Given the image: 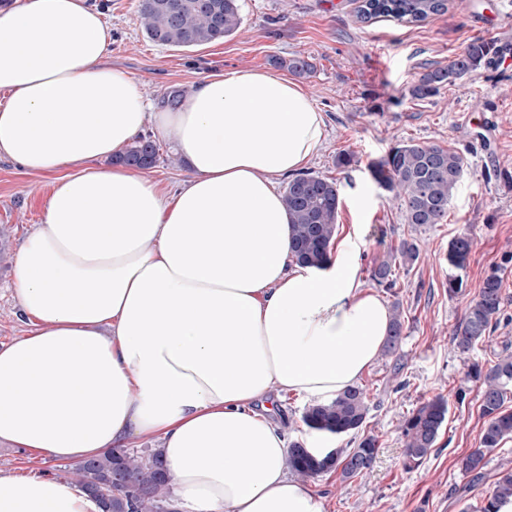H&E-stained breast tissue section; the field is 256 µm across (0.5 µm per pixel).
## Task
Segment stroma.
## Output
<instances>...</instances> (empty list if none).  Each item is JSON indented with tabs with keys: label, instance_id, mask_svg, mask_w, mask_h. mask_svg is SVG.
Here are the masks:
<instances>
[{
	"label": "stroma",
	"instance_id": "obj_1",
	"mask_svg": "<svg viewBox=\"0 0 512 512\" xmlns=\"http://www.w3.org/2000/svg\"><path fill=\"white\" fill-rule=\"evenodd\" d=\"M112 28L110 61L143 85L156 100L187 90L208 74L250 68L267 71L277 55L313 57L316 71L300 84L326 121V139L307 166L309 173L339 188L338 235L355 234L360 278L402 240L416 243L419 260L382 290L399 304L405 320L398 352L380 357L360 378L370 411L366 433L379 451L370 471L343 484L339 472L309 481L324 512H465L492 492L501 472L512 467V438L488 458L480 480L457 465L479 447L483 419L480 384L469 378L472 361L491 362L512 337V53L474 77L444 85L425 98L413 87L421 75L448 61L484 28H500L512 39V0H448L445 13L419 23L393 18L360 22L356 0H240L236 35L189 48L160 46L143 33L138 0H91ZM414 140L455 150L464 159L462 181L441 223L406 224L391 193L373 178L370 165L400 141ZM355 156L348 167L340 153ZM50 193L47 178L0 158V346L24 336L31 321L15 291L18 254L38 229ZM475 240L466 266L457 272L465 295L448 294L452 272L449 241ZM503 278L500 321L490 339L471 354L452 342L465 303L491 271ZM443 397L448 417L435 448L415 469H405L404 415L422 402ZM70 461L26 452L0 441V470L24 476L64 477Z\"/></svg>",
	"mask_w": 512,
	"mask_h": 512
}]
</instances>
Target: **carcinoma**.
I'll list each match as a JSON object with an SVG mask.
<instances>
[{
	"label": "carcinoma",
	"mask_w": 512,
	"mask_h": 512,
	"mask_svg": "<svg viewBox=\"0 0 512 512\" xmlns=\"http://www.w3.org/2000/svg\"><path fill=\"white\" fill-rule=\"evenodd\" d=\"M447 10V0H361L358 16L370 20L392 16L408 23H418ZM141 27L152 42L172 47H192L234 35L242 24L240 0H138ZM494 44L475 39L448 66L424 73L413 93L425 97L444 84H453L477 74L496 54ZM273 66L285 67L297 76H307L314 65L304 57L271 59ZM160 147L145 135L136 137L112 162L139 169L154 167ZM464 173L463 158L454 150L438 144L403 141L372 166L376 182L393 193L405 223L415 226L438 224L448 214V205ZM292 218L295 261L318 267L327 260L331 241L336 236L339 207L337 183L311 173L288 180L283 193ZM473 241L467 234L448 244V265L461 269L472 251ZM420 257L418 246L402 241L370 273L377 285L390 289L395 285L397 264L413 265ZM503 279L493 271L483 281L478 294L463 311L452 340L456 349L468 354L485 342L492 327L499 322ZM402 313L394 308L390 334L384 354L397 352L403 339ZM470 375L481 382L480 411L484 419L480 447L459 460L463 473L478 477L490 455L501 442L512 437V353L503 351L486 366L475 362ZM369 413L366 390L353 387L327 404L309 405L304 414L305 426L313 431L336 436L358 434L353 448L337 449L328 459H318L293 442L288 449V468L310 478L331 470H341L342 479L363 476L372 466L378 440L372 434H359ZM448 415L447 400L429 399L403 417L406 438L405 466L420 465L432 452ZM71 480L86 490H99L97 499L104 512H179L173 504L169 477L161 453L151 450L132 453L126 448H111L103 454L76 463L68 471ZM512 497V468L501 472L496 486L479 507V512H496L498 504Z\"/></svg>",
	"instance_id": "obj_1"
}]
</instances>
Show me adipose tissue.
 <instances>
[{
  "label": "adipose tissue",
  "instance_id": "adipose-tissue-1",
  "mask_svg": "<svg viewBox=\"0 0 512 512\" xmlns=\"http://www.w3.org/2000/svg\"><path fill=\"white\" fill-rule=\"evenodd\" d=\"M89 0L0 8V157L51 177L16 270L37 324L0 348V440L56 459L160 439L181 512H323L291 474L277 398L327 403L389 334L351 237L326 263L294 260L277 187L325 137L285 76L205 77L177 106L112 65ZM174 136V190L105 158ZM0 512H101L74 482L0 471Z\"/></svg>",
  "mask_w": 512,
  "mask_h": 512
}]
</instances>
